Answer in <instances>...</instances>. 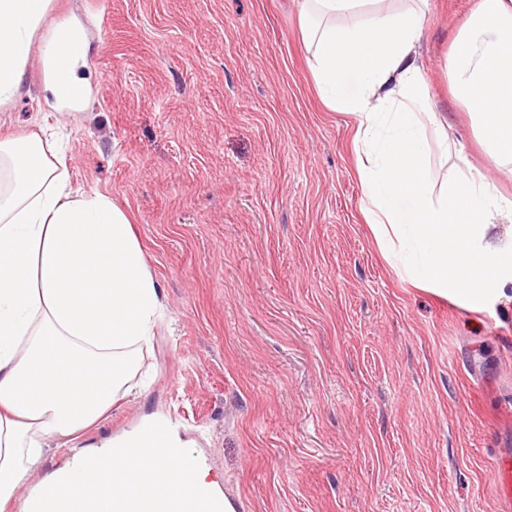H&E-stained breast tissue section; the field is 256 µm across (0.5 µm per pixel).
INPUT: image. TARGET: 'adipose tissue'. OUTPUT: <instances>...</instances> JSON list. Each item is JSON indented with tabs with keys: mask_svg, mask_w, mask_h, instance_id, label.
I'll return each mask as SVG.
<instances>
[{
	"mask_svg": "<svg viewBox=\"0 0 512 512\" xmlns=\"http://www.w3.org/2000/svg\"><path fill=\"white\" fill-rule=\"evenodd\" d=\"M370 0H302L310 68L325 104L350 114L357 172L382 251L405 254L416 285L476 307L507 284L512 257L489 241L512 199L454 168L434 191L426 127L437 117L416 60L422 9L356 18ZM53 0H0V105L22 88L34 34ZM87 42L58 25L45 87L75 109ZM451 83L484 145L512 173V0H479L451 60ZM162 315L159 285L127 211L100 191L73 194L54 142L0 141V512L49 449L74 442L112 406L142 395L141 356Z\"/></svg>",
	"mask_w": 512,
	"mask_h": 512,
	"instance_id": "ef3b65f1",
	"label": "adipose tissue"
}]
</instances>
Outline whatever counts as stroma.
I'll return each instance as SVG.
<instances>
[{"label":"stroma","mask_w":512,"mask_h":512,"mask_svg":"<svg viewBox=\"0 0 512 512\" xmlns=\"http://www.w3.org/2000/svg\"><path fill=\"white\" fill-rule=\"evenodd\" d=\"M478 0H428L418 63L448 155L512 198L448 62ZM77 20L82 110L45 89L44 41ZM299 0H54L0 136L63 137L71 188L133 218L165 310L154 381L28 483L156 411L235 512H503L512 283L479 309L401 278L365 217L353 121L322 102Z\"/></svg>","instance_id":"1"}]
</instances>
